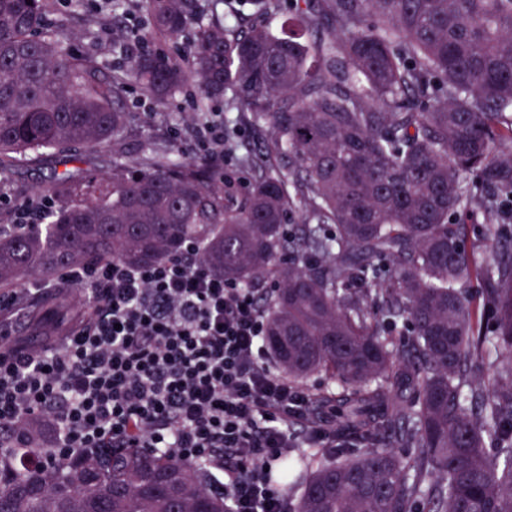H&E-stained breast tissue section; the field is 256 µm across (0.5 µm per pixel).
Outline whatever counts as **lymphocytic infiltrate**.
<instances>
[{
  "mask_svg": "<svg viewBox=\"0 0 512 512\" xmlns=\"http://www.w3.org/2000/svg\"><path fill=\"white\" fill-rule=\"evenodd\" d=\"M85 317L20 344L13 315L49 292L0 293V458L40 423L52 465L90 448H143L206 471L225 512H292L273 480L290 454L332 448V417L311 418L307 389L267 363L266 291L213 274L187 241L161 262L68 269Z\"/></svg>",
  "mask_w": 512,
  "mask_h": 512,
  "instance_id": "f902f5d3",
  "label": "lymphocytic infiltrate"
}]
</instances>
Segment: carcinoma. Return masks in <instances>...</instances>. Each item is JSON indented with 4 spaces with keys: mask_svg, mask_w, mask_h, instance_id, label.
I'll return each instance as SVG.
<instances>
[{
    "mask_svg": "<svg viewBox=\"0 0 512 512\" xmlns=\"http://www.w3.org/2000/svg\"><path fill=\"white\" fill-rule=\"evenodd\" d=\"M142 2L152 38L197 25L189 60L142 53L108 72L48 23L49 0H0V176L26 153L112 151L109 172L66 169L21 196L57 207L0 224V289L198 239L225 280L272 278L266 335L288 379L340 383L312 392L359 447L295 457L293 512H512V225L496 216L480 259L450 226L512 192V0H288L277 28L282 0H248L245 30L205 21L201 0ZM130 82L162 104L193 82L200 102L226 96L267 124L251 176L205 157L131 164ZM61 287L48 303L63 326ZM48 444L0 464V512H224L199 471L138 449L44 466L27 496ZM145 460L182 475L177 501L143 492Z\"/></svg>",
    "mask_w": 512,
    "mask_h": 512,
    "instance_id": "1",
    "label": "carcinoma"
}]
</instances>
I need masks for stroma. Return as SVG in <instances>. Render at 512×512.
I'll use <instances>...</instances> for the list:
<instances>
[{
    "instance_id": "stroma-1",
    "label": "stroma",
    "mask_w": 512,
    "mask_h": 512,
    "mask_svg": "<svg viewBox=\"0 0 512 512\" xmlns=\"http://www.w3.org/2000/svg\"><path fill=\"white\" fill-rule=\"evenodd\" d=\"M50 18L67 26L70 42L78 53L111 71L124 68L127 62L126 56L115 48L114 35H129L147 25L141 0H121L117 5L112 0H54ZM198 100L199 89L192 83L164 104L156 102L141 87L128 85L121 103L138 118L126 140L129 158L146 162L153 159L155 152L172 144L187 158L209 156L208 144L198 139L195 132L196 125L205 117L223 120L226 138L236 145L235 151L224 155L226 168H239L241 156L262 154L269 138L268 126L252 125L238 113L225 111L223 99L211 101L204 111L198 109ZM145 142L150 143V150H142ZM57 167L54 156L27 157L15 165L7 178L0 180V199L7 208H14L19 189L44 184Z\"/></svg>"
}]
</instances>
